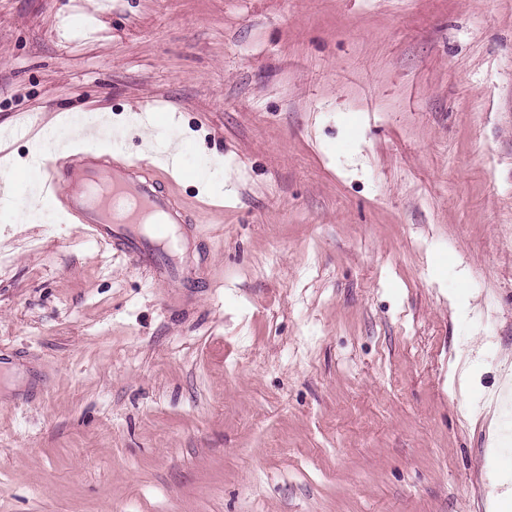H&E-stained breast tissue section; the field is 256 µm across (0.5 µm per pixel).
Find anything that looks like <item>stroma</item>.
I'll return each instance as SVG.
<instances>
[{
  "label": "stroma",
  "instance_id": "1",
  "mask_svg": "<svg viewBox=\"0 0 512 512\" xmlns=\"http://www.w3.org/2000/svg\"><path fill=\"white\" fill-rule=\"evenodd\" d=\"M177 134L203 282L50 204L42 121ZM0 512H512V0H0ZM74 126L78 130L100 136H107L112 143V127L103 129L98 112H80L73 115Z\"/></svg>",
  "mask_w": 512,
  "mask_h": 512
}]
</instances>
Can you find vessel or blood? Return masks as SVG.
<instances>
[{"label": "vessel or blood", "instance_id": "1", "mask_svg": "<svg viewBox=\"0 0 512 512\" xmlns=\"http://www.w3.org/2000/svg\"><path fill=\"white\" fill-rule=\"evenodd\" d=\"M153 165L135 157L105 164L92 153L66 155L54 133H46L32 156L39 171L36 192L53 202L88 237L110 246L135 269L168 288L192 274L193 230L184 206L159 178L161 168L179 167V158L151 149Z\"/></svg>", "mask_w": 512, "mask_h": 512}]
</instances>
